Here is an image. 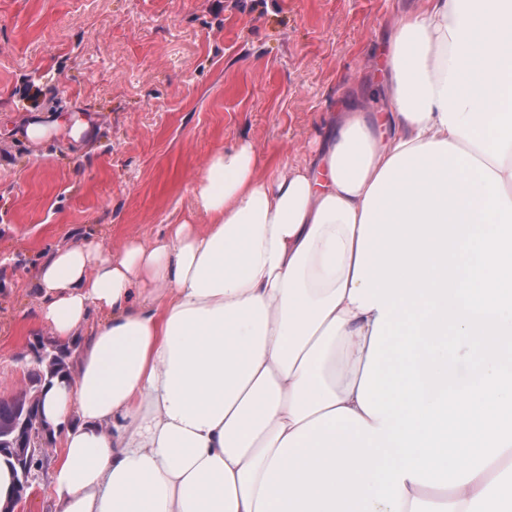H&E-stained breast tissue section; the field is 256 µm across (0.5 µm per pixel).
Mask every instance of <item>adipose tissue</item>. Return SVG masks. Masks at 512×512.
Here are the masks:
<instances>
[{
	"instance_id": "ef3b65f1",
	"label": "adipose tissue",
	"mask_w": 512,
	"mask_h": 512,
	"mask_svg": "<svg viewBox=\"0 0 512 512\" xmlns=\"http://www.w3.org/2000/svg\"><path fill=\"white\" fill-rule=\"evenodd\" d=\"M386 67L387 115L347 100L303 163L262 175L251 143L214 153L190 185L204 226L117 257L88 239L39 266V325L83 338L43 396L56 512H257L312 419L344 407L378 426L359 401L380 314L360 287L380 244L368 225L385 190L457 149L473 210L479 164L512 199V0L400 11ZM403 489L401 512H512V447L463 485Z\"/></svg>"
}]
</instances>
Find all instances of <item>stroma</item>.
Returning a JSON list of instances; mask_svg holds the SVG:
<instances>
[{"mask_svg":"<svg viewBox=\"0 0 512 512\" xmlns=\"http://www.w3.org/2000/svg\"><path fill=\"white\" fill-rule=\"evenodd\" d=\"M414 2L0 0V398L45 333L34 279L50 251L93 238L117 256L204 224L188 188L217 150L297 164L347 99L387 112L386 35ZM33 122L49 135L29 139Z\"/></svg>","mask_w":512,"mask_h":512,"instance_id":"stroma-1","label":"stroma"}]
</instances>
